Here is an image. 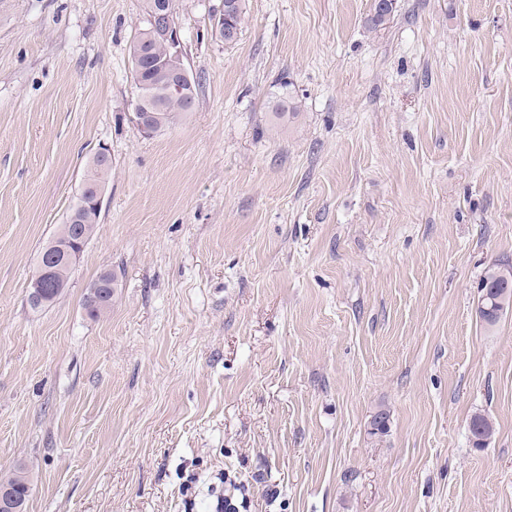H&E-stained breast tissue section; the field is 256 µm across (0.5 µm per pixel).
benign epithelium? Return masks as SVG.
Listing matches in <instances>:
<instances>
[{
	"label": "benign epithelium",
	"mask_w": 512,
	"mask_h": 512,
	"mask_svg": "<svg viewBox=\"0 0 512 512\" xmlns=\"http://www.w3.org/2000/svg\"><path fill=\"white\" fill-rule=\"evenodd\" d=\"M150 29L161 36L168 44V55L159 63L157 68L164 75V84L162 88L164 94L168 96H188L192 85L189 84V70L185 64L184 54L181 46V37L177 26L175 11L170 9L169 0H154L149 16ZM134 81L142 89L141 94L137 95L133 102V112L130 115L131 121L145 135L152 134L150 126L146 122L143 114L142 97L149 95L150 86L141 83L139 66H134ZM105 190L101 187H92L88 183H82L77 205L83 206L93 198L97 203H102ZM69 254V260L78 257V253L69 249L65 244L54 239L46 246V251L42 256V260L36 268L34 275L30 280V289L28 299L34 301L44 283L51 277L54 272L53 261L57 259V254Z\"/></svg>",
	"instance_id": "benign-epithelium-1"
}]
</instances>
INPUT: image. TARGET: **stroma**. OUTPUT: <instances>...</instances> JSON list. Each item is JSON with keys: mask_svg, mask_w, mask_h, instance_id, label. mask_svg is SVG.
Masks as SVG:
<instances>
[{"mask_svg": "<svg viewBox=\"0 0 512 512\" xmlns=\"http://www.w3.org/2000/svg\"><path fill=\"white\" fill-rule=\"evenodd\" d=\"M245 3L227 43L224 0H176L198 95L146 136L143 0H0V472L27 512H184L227 467L251 512H512V310L476 314L512 262V0ZM101 149L96 233L32 309ZM228 2H233L232 9L227 13V16L224 18V13L220 14L218 17L216 16L213 23V32L217 34L218 28H223L224 35L218 33L220 39L226 41V31L231 30L236 34V38L233 41L227 42L232 43L237 38L242 30V26L245 20V1L244 0H230L225 2V5H230ZM91 159L97 164L92 161L90 162L84 179L107 185L112 171V167H108L112 163L110 154L107 153L106 150L101 149L97 151ZM100 165H103V167ZM57 253H61V255L69 253V262L74 260V258L78 257L79 255L78 252L72 251L64 243H60L56 239L47 244L46 251L42 256V260L39 261L36 271L30 280L28 299L32 303L34 299L37 298L38 293L41 292V288L44 287V283L51 277L52 273L54 272V264L52 261L57 259ZM74 268L75 265L68 263L56 265L53 278L43 289L40 299L34 304L35 309L48 307L58 299L64 289L68 287ZM478 288L477 313L486 326H493L512 308V264L499 263L488 269ZM106 276L111 277L112 283L104 280L97 284L92 285L90 287L92 289L89 290V292L87 293V295L85 297V307L87 309H89V306L91 304L93 305L95 303V301H97L96 294L102 295V294H104V291H105V295L100 297V301L95 303V307L93 308V310H91L89 312V314L93 317H98L99 315L107 312L112 307V296H114V293H115V276L112 275L111 272H106V273L101 274L98 277V279L104 278ZM111 285H112V292L107 291V289H105V290L103 289V288H107ZM469 432L476 448H484L491 440L494 427L488 416L483 414L474 415L469 423ZM0 487L10 488L12 494L20 500L24 511L19 510V504L7 491L0 490V512H25L27 501L31 494L29 471L22 462L17 463L6 473H0Z\"/></svg>", "mask_w": 512, "mask_h": 512, "instance_id": "35a3bbf8", "label": "stroma"}]
</instances>
